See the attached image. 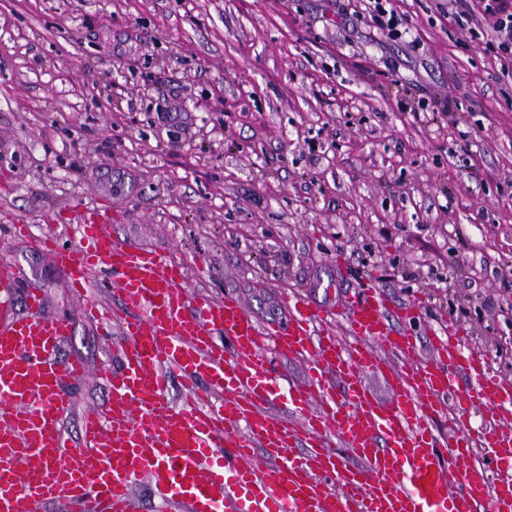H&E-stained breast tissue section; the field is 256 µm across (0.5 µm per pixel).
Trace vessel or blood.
<instances>
[{"instance_id":"1","label":"vessel or blood","mask_w":512,"mask_h":512,"mask_svg":"<svg viewBox=\"0 0 512 512\" xmlns=\"http://www.w3.org/2000/svg\"><path fill=\"white\" fill-rule=\"evenodd\" d=\"M76 224L77 242L48 233L36 246L66 288L105 289L119 334L98 368L58 362L73 325L44 314L35 283L24 312L0 320V512H137L143 479L162 512H512V432L468 425L511 407L512 385L457 330L434 332L421 359L369 282L341 308L297 297L287 323L264 324L235 296L191 295L182 266L112 237L97 210ZM269 347L303 362L304 378L281 386ZM373 375L391 400L373 394ZM89 377L112 402L83 415L72 450L60 430L67 383ZM445 415L447 435L434 426Z\"/></svg>"}]
</instances>
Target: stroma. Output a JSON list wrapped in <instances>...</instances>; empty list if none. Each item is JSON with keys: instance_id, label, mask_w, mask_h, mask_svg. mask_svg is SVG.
Masks as SVG:
<instances>
[{"instance_id": "obj_1", "label": "stroma", "mask_w": 512, "mask_h": 512, "mask_svg": "<svg viewBox=\"0 0 512 512\" xmlns=\"http://www.w3.org/2000/svg\"><path fill=\"white\" fill-rule=\"evenodd\" d=\"M343 0H0V266L7 309L39 284L73 321L60 360L111 341L11 224L73 211L184 266L196 296L264 322L347 301L373 279L429 336L452 323L512 382V74L477 17L392 0L395 39ZM186 111L162 125L159 108ZM68 442L111 393L71 383Z\"/></svg>"}]
</instances>
